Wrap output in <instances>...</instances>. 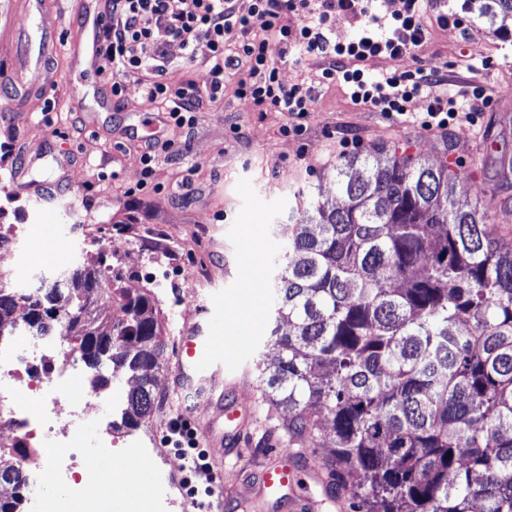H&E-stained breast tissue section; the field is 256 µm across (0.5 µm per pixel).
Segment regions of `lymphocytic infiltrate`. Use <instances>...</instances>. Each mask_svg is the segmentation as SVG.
<instances>
[{
    "label": "lymphocytic infiltrate",
    "mask_w": 512,
    "mask_h": 512,
    "mask_svg": "<svg viewBox=\"0 0 512 512\" xmlns=\"http://www.w3.org/2000/svg\"><path fill=\"white\" fill-rule=\"evenodd\" d=\"M107 0L106 21L99 32L103 45L99 73L111 83L112 95L136 93L152 111L173 126L192 125L204 100L224 94L225 79L235 82L237 96L256 111L287 113L288 133L301 135L314 100L302 84L280 79L279 59L294 64L320 58L323 78L339 82L348 98L387 120L407 121L444 134L458 123L477 124L492 98L481 82H473L469 100L448 94L447 74L439 68L367 74L362 62L371 57H417L431 27L462 26L455 14L434 11L435 0ZM296 14L291 28L285 15ZM340 19L359 21L358 33L337 40ZM193 56L198 43L209 49V68L202 82L172 79L165 66L168 42ZM137 76L135 86L127 79ZM428 97L425 111H411L412 101Z\"/></svg>",
    "instance_id": "f902f5d3"
}]
</instances>
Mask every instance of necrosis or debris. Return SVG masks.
<instances>
[{"instance_id":"obj_1","label":"necrosis or debris","mask_w":512,"mask_h":512,"mask_svg":"<svg viewBox=\"0 0 512 512\" xmlns=\"http://www.w3.org/2000/svg\"><path fill=\"white\" fill-rule=\"evenodd\" d=\"M101 399L75 346L60 337L31 335L21 324L14 327L8 347L0 350V432L10 435L8 452L28 487L53 477L69 483L74 495H86L90 476L76 425L95 413ZM96 445L117 447L120 459L141 458L158 471L169 464L154 439L133 436L116 445L106 425Z\"/></svg>"}]
</instances>
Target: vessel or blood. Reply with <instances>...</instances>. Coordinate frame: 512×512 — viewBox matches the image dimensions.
<instances>
[{"label": "vessel or blood", "instance_id": "b4317fda", "mask_svg": "<svg viewBox=\"0 0 512 512\" xmlns=\"http://www.w3.org/2000/svg\"><path fill=\"white\" fill-rule=\"evenodd\" d=\"M83 36L68 48L74 62L85 66L87 72L98 73L102 56L99 31L105 22L103 14H90L85 4H78ZM13 42L23 45L24 52L11 69L8 80L14 89L12 106L24 105L30 95L50 83L44 64L50 50L56 49L53 31L39 28L36 36L12 33ZM224 302L215 299L203 307L202 317L191 328L181 330L178 350L174 355L172 382L178 393L197 399L215 401L217 391L237 384L241 372L224 366V327L213 324L214 313L223 312ZM250 415L248 408L234 401L225 402L222 410L209 423L199 425L202 441L210 448H225L227 453L239 454L241 437ZM298 476V465L291 452L284 448L271 449L259 461L257 468L247 470L246 484L262 491L265 496H279Z\"/></svg>", "mask_w": 512, "mask_h": 512}]
</instances>
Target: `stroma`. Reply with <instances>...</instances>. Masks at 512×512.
Instances as JSON below:
<instances>
[{
	"instance_id": "obj_1",
	"label": "stroma",
	"mask_w": 512,
	"mask_h": 512,
	"mask_svg": "<svg viewBox=\"0 0 512 512\" xmlns=\"http://www.w3.org/2000/svg\"><path fill=\"white\" fill-rule=\"evenodd\" d=\"M76 0H51L50 12L39 23L57 30L62 44L54 55L56 81L43 96L30 101L27 111L8 110L13 91L0 85V228L8 237L0 246V272L8 280L35 289L43 277L54 275L64 241L78 252V265L107 269L132 291H151L159 319L170 338L158 356V392L163 402L140 434L159 438L171 457L170 473L184 479L183 461L176 449L175 424L209 420L215 404L199 406L183 401L169 387L172 339L195 322L196 313L211 294H224V358L235 361L234 340L240 318L255 323L249 343L247 385L239 394L252 409L250 428L242 446L247 454L287 446L288 439L271 420L263 403L258 361L273 327L271 286L288 244V215L303 211L310 199L336 198V167L346 157L384 148L419 161L447 162L466 178L460 204L483 200L490 205V222L512 233V176L503 177L501 158L512 157V123L500 125L496 112L480 114L479 126L460 125L441 136L410 123H391L379 113L353 105L340 87L321 77L323 64L308 61L297 67L282 63L285 84H304L315 99L302 135L285 134L287 113L255 111L226 83L223 98L204 102L192 126L172 129L162 114L136 97L112 102L109 111H95L98 81L84 76L65 46L77 39ZM450 12L463 26L434 29L417 57L390 61L370 58L366 71L392 67L401 71L438 67L460 74L448 91H470L473 74H480L495 103L512 108V30L494 31L466 0H448ZM206 44H198L187 58L178 44L167 47V68L177 80H203L208 63ZM54 99L52 117L59 131L51 136L42 122L46 99ZM351 138L339 147L341 137ZM155 144L150 178H143L140 161L145 140ZM71 157L63 171L72 190L37 202L13 182L14 169L30 165V179L43 182L56 174L43 151ZM52 232H45V225ZM35 234L39 248L31 268L19 273L17 254L26 248L27 234ZM123 252L112 251L111 241ZM206 279L190 277L193 268ZM324 444L305 451L303 469L288 497L320 501L318 512H337L325 500L314 467L324 461Z\"/></svg>"
}]
</instances>
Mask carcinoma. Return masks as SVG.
<instances>
[{"mask_svg": "<svg viewBox=\"0 0 512 512\" xmlns=\"http://www.w3.org/2000/svg\"><path fill=\"white\" fill-rule=\"evenodd\" d=\"M478 10L492 25L512 0ZM465 182L446 164L351 156L339 202L291 225L261 393L291 443L331 422L324 467L352 512H512V243L488 206L459 205ZM153 305L76 266L28 296L0 287V336L24 307L35 334L74 337L96 384L131 372L121 420L136 429L159 404ZM1 483L25 487L2 457Z\"/></svg>", "mask_w": 512, "mask_h": 512, "instance_id": "carcinoma-1", "label": "carcinoma"}]
</instances>
